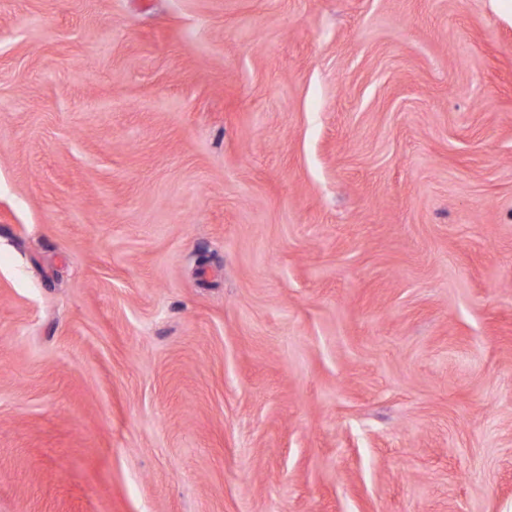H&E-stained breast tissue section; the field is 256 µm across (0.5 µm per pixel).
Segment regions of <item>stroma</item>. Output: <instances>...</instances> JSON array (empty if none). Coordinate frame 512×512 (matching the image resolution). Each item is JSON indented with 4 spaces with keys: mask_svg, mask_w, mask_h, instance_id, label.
I'll return each instance as SVG.
<instances>
[{
    "mask_svg": "<svg viewBox=\"0 0 512 512\" xmlns=\"http://www.w3.org/2000/svg\"><path fill=\"white\" fill-rule=\"evenodd\" d=\"M0 512H512L493 0H0Z\"/></svg>",
    "mask_w": 512,
    "mask_h": 512,
    "instance_id": "1",
    "label": "stroma"
}]
</instances>
